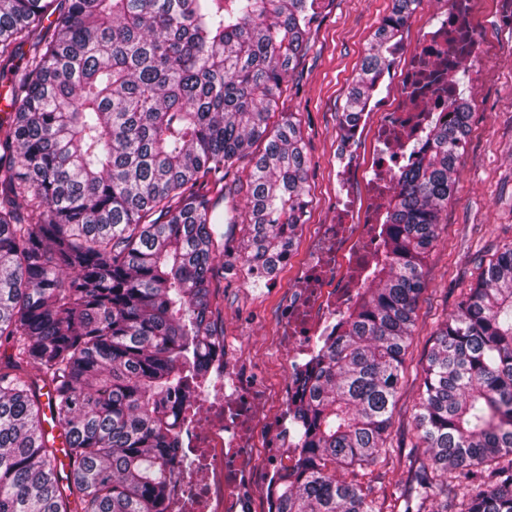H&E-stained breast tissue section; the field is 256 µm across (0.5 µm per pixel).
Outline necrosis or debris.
Listing matches in <instances>:
<instances>
[{
    "label": "necrosis or debris",
    "instance_id": "1",
    "mask_svg": "<svg viewBox=\"0 0 512 512\" xmlns=\"http://www.w3.org/2000/svg\"><path fill=\"white\" fill-rule=\"evenodd\" d=\"M436 20L418 30L410 50L394 49L379 81L387 89L369 105L379 118L380 139L392 160H378L377 179L366 183L367 202L355 233L342 225H320L299 273V288L280 317L276 347L295 371L314 353L316 341L330 334L337 315L355 294L358 270L372 247L371 228L377 221L381 178L396 174L420 145L428 122L453 109L455 90L449 85H423L425 64L441 62L447 71L472 69L483 78V63L495 50L488 29L512 32V0H495L492 15L478 19L479 0H437ZM215 371L199 392L201 414L178 418L176 432L190 465H183L171 484L167 512H258V496L272 497L285 462L299 454L286 425L268 426L257 368L227 344L211 359ZM266 460L258 469L257 457Z\"/></svg>",
    "mask_w": 512,
    "mask_h": 512
}]
</instances>
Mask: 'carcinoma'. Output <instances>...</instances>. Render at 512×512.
Listing matches in <instances>:
<instances>
[{
    "label": "carcinoma",
    "mask_w": 512,
    "mask_h": 512,
    "mask_svg": "<svg viewBox=\"0 0 512 512\" xmlns=\"http://www.w3.org/2000/svg\"><path fill=\"white\" fill-rule=\"evenodd\" d=\"M316 2L0 0V64L21 60L0 121V512H166L173 415L197 401L204 352L224 349L214 282L234 268L221 225L237 208L216 215L209 194L266 141L237 255L255 282L304 224L299 124L269 120ZM419 3L393 0L340 129ZM453 108L397 175L367 282L297 378L302 451L275 512H448L450 498L512 512V246L434 333L406 478L381 502L347 477L386 466L424 260L470 131V102Z\"/></svg>",
    "instance_id": "cac0c4a2"
}]
</instances>
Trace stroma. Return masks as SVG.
<instances>
[{
    "label": "stroma",
    "instance_id": "stroma-1",
    "mask_svg": "<svg viewBox=\"0 0 512 512\" xmlns=\"http://www.w3.org/2000/svg\"><path fill=\"white\" fill-rule=\"evenodd\" d=\"M393 0H318L306 42L286 79L279 111L300 122L307 158L306 216L289 259L274 280L250 283L244 274L225 276L218 304L224 333L241 337L261 373V383L276 393L284 380L273 354L279 313L297 288L296 269L307 240L318 225L336 218L342 192L344 150L339 136L342 108L367 49ZM496 54L481 85L459 77L460 93L473 108L471 132L459 158L456 191L443 211L440 239L426 255L428 288L417 309L415 336L404 363V379L387 440L392 453L385 488L404 478L406 449L416 443L411 409L420 394L422 366L431 336L453 313L502 245L512 244V37L489 32Z\"/></svg>",
    "mask_w": 512,
    "mask_h": 512
}]
</instances>
